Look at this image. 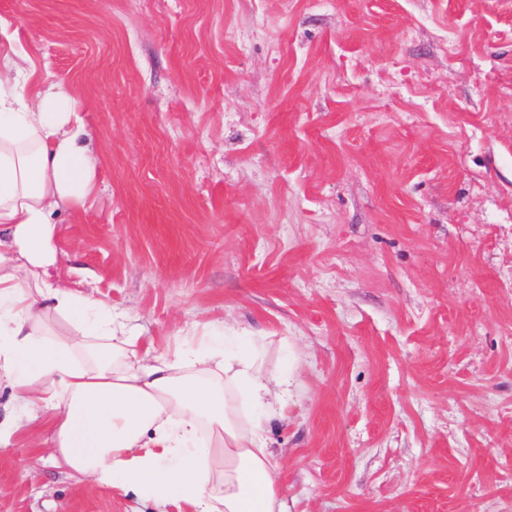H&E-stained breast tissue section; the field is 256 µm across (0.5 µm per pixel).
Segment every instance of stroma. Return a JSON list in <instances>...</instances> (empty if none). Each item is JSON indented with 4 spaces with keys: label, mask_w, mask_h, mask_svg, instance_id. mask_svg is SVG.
Instances as JSON below:
<instances>
[{
    "label": "stroma",
    "mask_w": 512,
    "mask_h": 512,
    "mask_svg": "<svg viewBox=\"0 0 512 512\" xmlns=\"http://www.w3.org/2000/svg\"><path fill=\"white\" fill-rule=\"evenodd\" d=\"M97 160L58 277L266 338L284 512H512V0H0ZM0 446V512H176Z\"/></svg>",
    "instance_id": "obj_1"
}]
</instances>
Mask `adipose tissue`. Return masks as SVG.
<instances>
[{
    "mask_svg": "<svg viewBox=\"0 0 512 512\" xmlns=\"http://www.w3.org/2000/svg\"><path fill=\"white\" fill-rule=\"evenodd\" d=\"M29 80L0 66V382L26 413L0 424V446L43 418L52 459L99 486L188 512H282L263 422L291 381L265 369L263 337L153 360L102 300L56 278L51 217L94 196L97 161L70 85L31 97ZM60 319L73 333L53 332Z\"/></svg>",
    "mask_w": 512,
    "mask_h": 512,
    "instance_id": "ef3b65f1",
    "label": "adipose tissue"
}]
</instances>
